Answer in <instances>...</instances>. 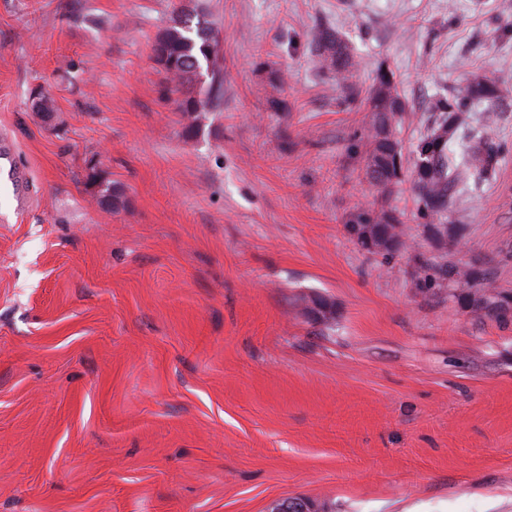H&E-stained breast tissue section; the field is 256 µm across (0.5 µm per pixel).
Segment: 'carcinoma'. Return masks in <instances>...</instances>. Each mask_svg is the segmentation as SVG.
Returning a JSON list of instances; mask_svg holds the SVG:
<instances>
[{"mask_svg":"<svg viewBox=\"0 0 512 512\" xmlns=\"http://www.w3.org/2000/svg\"><path fill=\"white\" fill-rule=\"evenodd\" d=\"M156 42L162 45L168 63L164 69L168 76L165 95L174 99L178 111L192 119L194 127L198 113L223 94V55L214 52V47L220 45L218 34L204 16L183 12L157 36ZM310 45L323 71L345 90L349 102L360 101L363 111L369 113L358 148L369 183L382 194H391L401 183L403 169L394 121L408 108L393 73L378 69L372 86L361 98L351 83L356 62L342 35L320 26L313 30ZM503 98L499 82L472 69L463 85L435 96L427 108L430 115L424 118L426 133L413 156L411 183L418 218L439 243L454 248L464 246L466 228L448 223V211L470 179L488 178L502 158L512 153V145L479 136L464 144L462 153L457 155L451 150L452 144L466 139L464 132L469 128L474 106L484 105L482 125L491 128L499 120L498 106ZM85 183L103 186V193L112 198V208L124 204L123 189L98 178L95 168L87 169ZM400 224L394 211L368 208L346 225V231L369 252L387 256L412 249V244L403 238ZM488 277L485 270L469 263H427L417 273L414 285L426 293L447 285L448 299L464 313L474 319L495 318L506 324L512 320V313L505 309L512 302V294L491 288Z\"/></svg>","mask_w":512,"mask_h":512,"instance_id":"1","label":"carcinoma"}]
</instances>
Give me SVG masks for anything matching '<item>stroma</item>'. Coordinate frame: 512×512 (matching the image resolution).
Instances as JSON below:
<instances>
[{
  "mask_svg": "<svg viewBox=\"0 0 512 512\" xmlns=\"http://www.w3.org/2000/svg\"><path fill=\"white\" fill-rule=\"evenodd\" d=\"M501 0H0V512H512V322L413 280L437 251L411 189L417 117L476 68L509 91ZM223 42L198 126L163 93L156 36L182 6ZM346 36L353 81L392 71L402 182H368L347 104L309 47ZM55 117L33 112L32 89ZM125 193L98 204L89 161ZM395 210L414 248L345 226ZM451 261L512 292V154L448 215ZM321 295L336 318L305 315Z\"/></svg>",
  "mask_w": 512,
  "mask_h": 512,
  "instance_id": "stroma-1",
  "label": "stroma"
}]
</instances>
